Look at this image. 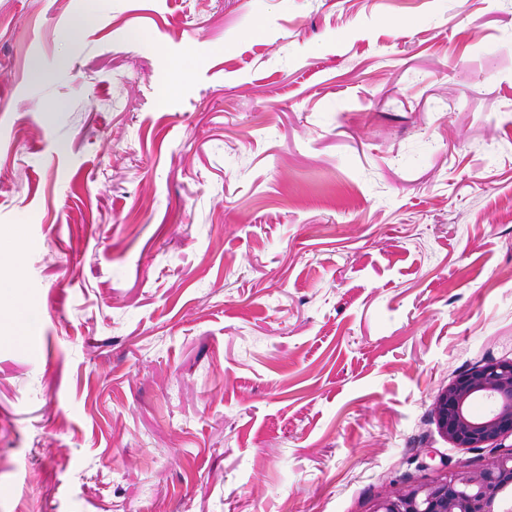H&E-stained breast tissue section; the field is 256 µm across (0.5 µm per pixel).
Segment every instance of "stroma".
Segmentation results:
<instances>
[{
    "label": "stroma",
    "mask_w": 512,
    "mask_h": 512,
    "mask_svg": "<svg viewBox=\"0 0 512 512\" xmlns=\"http://www.w3.org/2000/svg\"><path fill=\"white\" fill-rule=\"evenodd\" d=\"M0 512H373L492 448L512 0H0ZM6 288H9L7 294L10 296L12 301V307L15 311V320L25 331L32 330L35 324V316L23 305L21 301L18 290V288H20L19 283H10ZM491 401L483 415L473 412L477 399ZM433 419L457 448H485L512 435V360H488L453 378L436 395Z\"/></svg>",
    "instance_id": "stroma-1"
}]
</instances>
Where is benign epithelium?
I'll return each instance as SVG.
<instances>
[{
  "mask_svg": "<svg viewBox=\"0 0 512 512\" xmlns=\"http://www.w3.org/2000/svg\"><path fill=\"white\" fill-rule=\"evenodd\" d=\"M491 401L483 415L478 399ZM433 419L458 448H483L512 435V360H487L453 378L436 395ZM373 512H512V448H496L475 472L454 471L427 484L399 489Z\"/></svg>",
  "mask_w": 512,
  "mask_h": 512,
  "instance_id": "benign-epithelium-1",
  "label": "benign epithelium"
}]
</instances>
